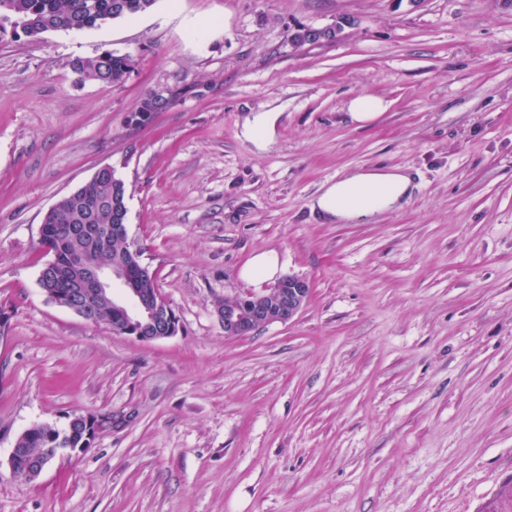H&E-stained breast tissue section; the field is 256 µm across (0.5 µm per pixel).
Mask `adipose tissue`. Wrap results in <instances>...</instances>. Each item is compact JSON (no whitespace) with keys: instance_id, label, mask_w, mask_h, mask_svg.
<instances>
[{"instance_id":"obj_1","label":"adipose tissue","mask_w":512,"mask_h":512,"mask_svg":"<svg viewBox=\"0 0 512 512\" xmlns=\"http://www.w3.org/2000/svg\"><path fill=\"white\" fill-rule=\"evenodd\" d=\"M413 189V179L403 168H353L324 185L310 208L325 222L351 224L402 207Z\"/></svg>"}]
</instances>
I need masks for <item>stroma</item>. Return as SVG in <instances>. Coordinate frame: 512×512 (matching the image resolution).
Masks as SVG:
<instances>
[{
	"instance_id": "1",
	"label": "stroma",
	"mask_w": 512,
	"mask_h": 512,
	"mask_svg": "<svg viewBox=\"0 0 512 512\" xmlns=\"http://www.w3.org/2000/svg\"><path fill=\"white\" fill-rule=\"evenodd\" d=\"M347 19L293 48L298 25ZM131 54L119 84L70 63ZM190 85L149 123L151 89ZM388 108L351 121V99ZM279 106L276 142L242 137ZM180 320L139 341L51 303L47 210L102 166ZM416 188L370 224L309 207L345 170ZM272 251L312 293L230 339L217 308L268 289ZM0 512H504L512 506V0H156L81 33L0 37ZM131 415L32 482L37 423ZM348 24L346 20H336V23L325 25V26H316V25H306L300 26L299 30L303 33L306 38L303 41V46L306 45H316L328 43L331 39L340 40L344 36V27ZM300 31L294 29L288 34V41L295 47H300L297 44L301 42L302 39L299 35ZM279 272L278 257L275 252H263L252 257L241 269L240 276L249 281L266 280Z\"/></svg>"
}]
</instances>
